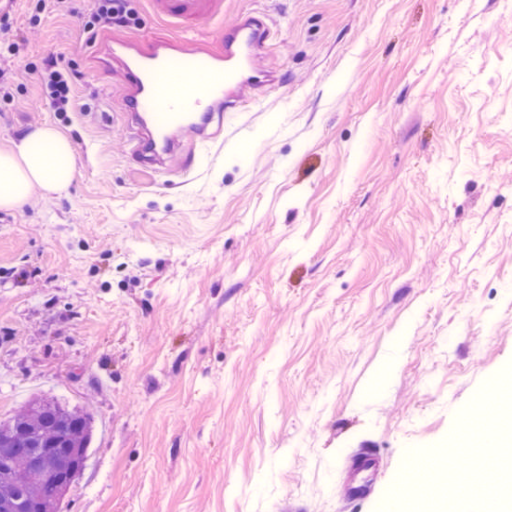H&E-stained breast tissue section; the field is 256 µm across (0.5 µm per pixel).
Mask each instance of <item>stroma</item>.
Returning a JSON list of instances; mask_svg holds the SVG:
<instances>
[{
  "label": "stroma",
  "instance_id": "1",
  "mask_svg": "<svg viewBox=\"0 0 512 512\" xmlns=\"http://www.w3.org/2000/svg\"><path fill=\"white\" fill-rule=\"evenodd\" d=\"M8 7L0 151L50 124L77 169L0 209V420L94 417L61 512H391L443 467L467 489L512 375V0H224L221 24L267 16L280 81L182 179L129 155L111 32ZM42 84L49 93L51 106L57 112H68L73 106V83L76 73L62 56L50 57L40 70Z\"/></svg>",
  "mask_w": 512,
  "mask_h": 512
}]
</instances>
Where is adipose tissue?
Returning <instances> with one entry per match:
<instances>
[{"instance_id": "adipose-tissue-1", "label": "adipose tissue", "mask_w": 512, "mask_h": 512, "mask_svg": "<svg viewBox=\"0 0 512 512\" xmlns=\"http://www.w3.org/2000/svg\"><path fill=\"white\" fill-rule=\"evenodd\" d=\"M76 175L71 141L51 125L35 128L0 153V209H21L36 192L65 191ZM504 417L494 426L479 425L477 463L512 469V386L502 387Z\"/></svg>"}]
</instances>
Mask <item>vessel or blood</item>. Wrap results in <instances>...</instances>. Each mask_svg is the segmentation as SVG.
Wrapping results in <instances>:
<instances>
[{"mask_svg":"<svg viewBox=\"0 0 512 512\" xmlns=\"http://www.w3.org/2000/svg\"><path fill=\"white\" fill-rule=\"evenodd\" d=\"M156 17L170 24L173 36H136L100 50L101 67L119 66L125 73L122 114L131 132L130 153L164 170L194 168V143L223 145L224 115L264 94L278 82L276 72L262 68L269 27L258 15H241L214 38L192 36L187 22L211 19L224 0H148ZM193 131L194 143L182 139Z\"/></svg>","mask_w":512,"mask_h":512,"instance_id":"b4317fda","label":"vessel or blood"}]
</instances>
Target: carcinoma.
<instances>
[{"mask_svg":"<svg viewBox=\"0 0 512 512\" xmlns=\"http://www.w3.org/2000/svg\"><path fill=\"white\" fill-rule=\"evenodd\" d=\"M93 415L52 398L32 399L0 421V512H60L58 482L86 463Z\"/></svg>","mask_w":512,"mask_h":512,"instance_id":"1","label":"carcinoma"}]
</instances>
